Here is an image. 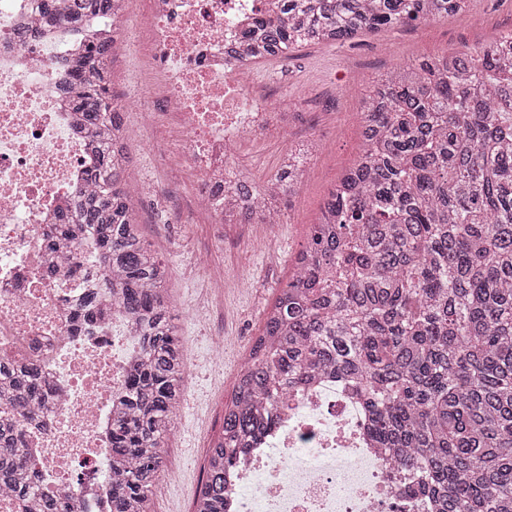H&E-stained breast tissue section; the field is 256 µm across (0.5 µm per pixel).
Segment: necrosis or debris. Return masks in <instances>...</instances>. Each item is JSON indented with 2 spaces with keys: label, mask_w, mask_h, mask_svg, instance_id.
Wrapping results in <instances>:
<instances>
[{
  "label": "necrosis or debris",
  "mask_w": 512,
  "mask_h": 512,
  "mask_svg": "<svg viewBox=\"0 0 512 512\" xmlns=\"http://www.w3.org/2000/svg\"><path fill=\"white\" fill-rule=\"evenodd\" d=\"M46 0H0V362L36 365L46 405L25 443L39 496L73 498L79 512H108L112 422L143 353L137 319L111 294L98 329L73 336L77 304L104 273L93 233L48 252L46 234L87 185L92 135L71 101L70 60L108 29L148 81L123 101L142 116L145 140L165 135L163 161L181 172L192 209L224 221V194L241 174L237 149L288 133L277 89L255 92L243 34L281 0H124L116 18L46 22ZM54 276H47V266ZM226 512H427L403 498L366 436L362 407L325 377L291 400L226 476Z\"/></svg>",
  "instance_id": "4bbe7bcc"
}]
</instances>
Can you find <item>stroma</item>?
I'll list each match as a JSON object with an SVG mask.
<instances>
[{
  "instance_id": "obj_1",
  "label": "stroma",
  "mask_w": 512,
  "mask_h": 512,
  "mask_svg": "<svg viewBox=\"0 0 512 512\" xmlns=\"http://www.w3.org/2000/svg\"><path fill=\"white\" fill-rule=\"evenodd\" d=\"M512 30V0H470L466 11L440 21L365 31L342 44H310L270 60L259 74L266 86L288 91L301 117L287 136L268 134L245 143L238 166L258 185L273 175L288 144L311 138L319 148L278 224H211L190 208L189 190L166 169L155 172L149 194L137 201L146 243L170 267L169 308L188 355L186 408L168 438L164 457L179 477L158 479L151 512H192L208 451L224 426V405L235 388L239 365L258 336L265 312L291 276L292 262L317 223L328 192L362 150L361 100L374 76L429 57L489 44ZM207 253V266L193 259ZM227 282L223 306L191 330L186 311L203 299L211 273ZM224 338V367L204 359L207 336Z\"/></svg>"
}]
</instances>
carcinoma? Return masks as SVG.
<instances>
[{
    "instance_id": "obj_1",
    "label": "carcinoma",
    "mask_w": 512,
    "mask_h": 512,
    "mask_svg": "<svg viewBox=\"0 0 512 512\" xmlns=\"http://www.w3.org/2000/svg\"><path fill=\"white\" fill-rule=\"evenodd\" d=\"M111 0H67L82 22ZM469 0H287L285 15L247 40L253 59L286 58L312 43L463 12ZM115 41L75 57L90 77L75 101L97 166L76 214L47 249L92 230L103 287L140 320L144 353L112 423V512H147L182 392L184 359L171 322L168 264L145 243L129 189L124 113L111 88ZM363 148L327 197L268 310L224 405L194 512H224V473L295 391L334 375L362 401L366 429L400 493L430 512H512V31L478 51L415 60L375 79L361 101ZM308 150H288L252 187L251 212L280 219L279 199L304 176ZM98 296L80 304L91 321ZM33 368L0 377V489L22 500L35 476L23 423L42 408Z\"/></svg>"
}]
</instances>
